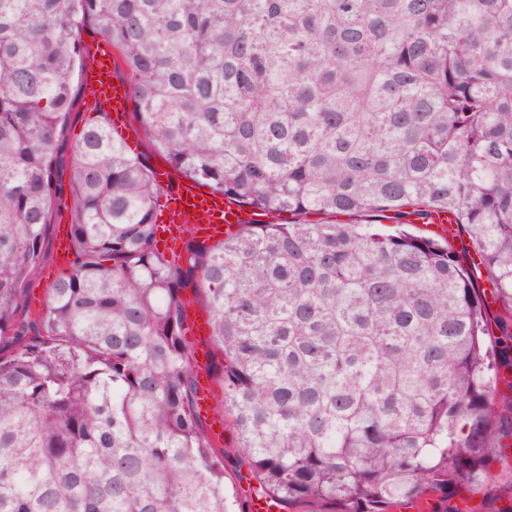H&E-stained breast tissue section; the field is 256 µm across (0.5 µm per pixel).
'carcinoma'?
<instances>
[{"label":"carcinoma","mask_w":512,"mask_h":512,"mask_svg":"<svg viewBox=\"0 0 512 512\" xmlns=\"http://www.w3.org/2000/svg\"><path fill=\"white\" fill-rule=\"evenodd\" d=\"M88 24L154 152L300 220L160 251L147 157L104 113L67 140ZM66 152L71 264L33 312ZM435 213L477 261L415 231ZM189 285L280 512H512V0H0V512L239 507ZM183 298L186 302L189 301L190 303V308L188 309L189 318L191 320L197 319L202 327L201 331L196 330V335H189V339L194 342L195 348L199 353L201 350L210 352L209 327L202 324L207 319L204 301L193 292L192 288H187L186 292H183Z\"/></svg>","instance_id":"1"}]
</instances>
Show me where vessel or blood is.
I'll list each match as a JSON object with an SVG mask.
<instances>
[{"label":"vessel or blood","mask_w":512,"mask_h":512,"mask_svg":"<svg viewBox=\"0 0 512 512\" xmlns=\"http://www.w3.org/2000/svg\"><path fill=\"white\" fill-rule=\"evenodd\" d=\"M115 62L111 55L92 51L84 73V81L93 90V106L106 113L112 126L125 130L132 102L129 83L117 81L113 75ZM156 179L168 192L167 231L170 242L181 239L179 227L197 225L206 238L223 236L225 229L258 222L259 215L229 202L222 194L201 190L193 182H178L165 168L157 169Z\"/></svg>","instance_id":"1"}]
</instances>
